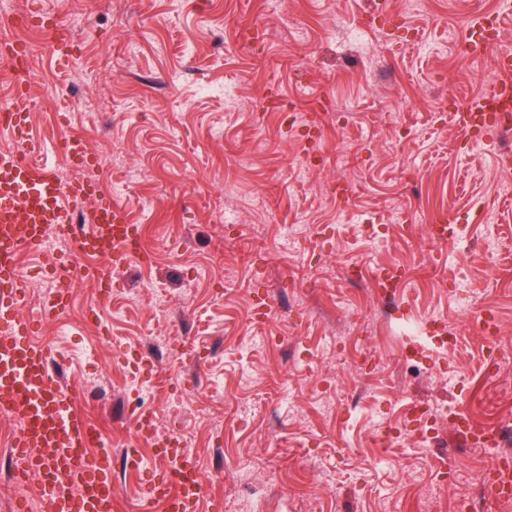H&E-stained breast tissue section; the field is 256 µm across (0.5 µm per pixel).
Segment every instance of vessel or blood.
Masks as SVG:
<instances>
[{
	"instance_id": "vessel-or-blood-1",
	"label": "vessel or blood",
	"mask_w": 512,
	"mask_h": 512,
	"mask_svg": "<svg viewBox=\"0 0 512 512\" xmlns=\"http://www.w3.org/2000/svg\"><path fill=\"white\" fill-rule=\"evenodd\" d=\"M26 25L12 23L0 32V64L15 79L28 70L22 37ZM512 118V81H500L491 95L481 97L458 114L464 134L486 141L502 122ZM0 135L15 141V149L0 152V413L18 416L22 422L13 448L17 454L37 449L28 458L29 470L48 499L51 512H119L117 487L103 432L74 410L77 392L50 369L52 349L32 337V323L20 307L25 296L19 259L22 252H44L48 232L73 230V213L95 196L90 179L61 186L54 166L32 159L34 140L25 108L0 111ZM58 144L80 168L87 167L79 137L66 134ZM90 229L78 245L83 253L103 258L137 253L139 229L126 223L121 209L111 202H97L89 214ZM57 287L43 303L45 318L63 313L69 303L63 284L80 274L104 288L108 279L100 266L73 270L68 262L52 260L44 268ZM137 434L150 439L162 453L176 455L170 441L153 429L152 416L134 420ZM178 464L163 468L149 491V499L165 502L169 512H197L204 496L192 455H178ZM512 496V461L503 459L483 486L486 503Z\"/></svg>"
}]
</instances>
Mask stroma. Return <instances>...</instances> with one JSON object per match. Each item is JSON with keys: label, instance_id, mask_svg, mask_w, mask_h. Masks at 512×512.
<instances>
[{"label": "stroma", "instance_id": "1", "mask_svg": "<svg viewBox=\"0 0 512 512\" xmlns=\"http://www.w3.org/2000/svg\"><path fill=\"white\" fill-rule=\"evenodd\" d=\"M13 9L30 17L26 106L44 156L68 182L95 179L149 255L107 266L105 299L74 278L68 311L33 322L57 354L94 351L64 380L113 446L122 512H162L144 502L148 472L121 459L125 443L145 445L121 390L132 374L180 398L162 423L204 467L277 461L245 492L252 512H421L416 487L438 457L480 466L451 431L421 445L408 407H462L483 389L488 343L457 278L512 348V197L492 151L469 147L440 109L500 77L495 54L465 52L469 20L496 18L512 47V14L497 0H427L422 11L410 0H0V13ZM56 20L60 53L47 30ZM284 101L298 126L283 124ZM64 130L81 136L92 170L54 150ZM432 216L458 229L441 249ZM372 224L388 227L375 245ZM490 236L496 266L479 253ZM383 270L404 277L389 305ZM436 316L462 336L460 351L425 346L432 375L397 378L404 326ZM332 334L341 352L326 360ZM286 388L294 404L281 403ZM379 421L395 451L371 441Z\"/></svg>", "mask_w": 512, "mask_h": 512}]
</instances>
